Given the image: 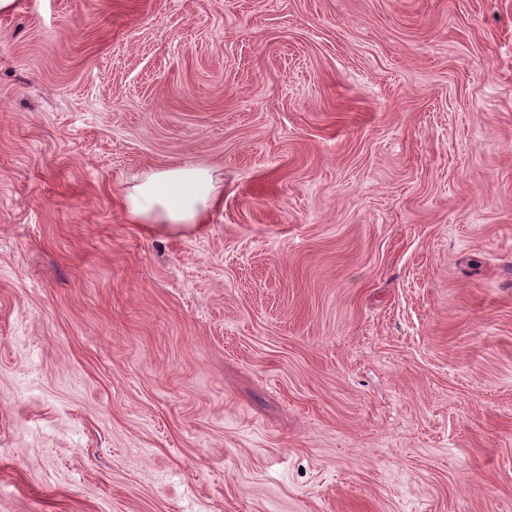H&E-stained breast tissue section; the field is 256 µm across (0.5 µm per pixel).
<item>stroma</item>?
<instances>
[{
	"mask_svg": "<svg viewBox=\"0 0 512 512\" xmlns=\"http://www.w3.org/2000/svg\"><path fill=\"white\" fill-rule=\"evenodd\" d=\"M0 512H512V0L0 13ZM143 179L126 198L131 217L140 224H204L208 211L219 199V180L211 175L200 180L194 171L173 169L152 172ZM178 185H189L193 191L191 206H178L162 193Z\"/></svg>",
	"mask_w": 512,
	"mask_h": 512,
	"instance_id": "1",
	"label": "stroma"
}]
</instances>
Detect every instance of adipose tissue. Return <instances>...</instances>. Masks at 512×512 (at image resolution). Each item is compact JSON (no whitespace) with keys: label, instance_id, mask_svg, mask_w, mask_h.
Wrapping results in <instances>:
<instances>
[{"label":"adipose tissue","instance_id":"ef3b65f1","mask_svg":"<svg viewBox=\"0 0 512 512\" xmlns=\"http://www.w3.org/2000/svg\"><path fill=\"white\" fill-rule=\"evenodd\" d=\"M178 185L192 186L191 206H178L166 196L167 188ZM218 199L219 184L213 177L201 179L194 171L173 169L145 175L126 201L131 217L142 224H203Z\"/></svg>","mask_w":512,"mask_h":512}]
</instances>
